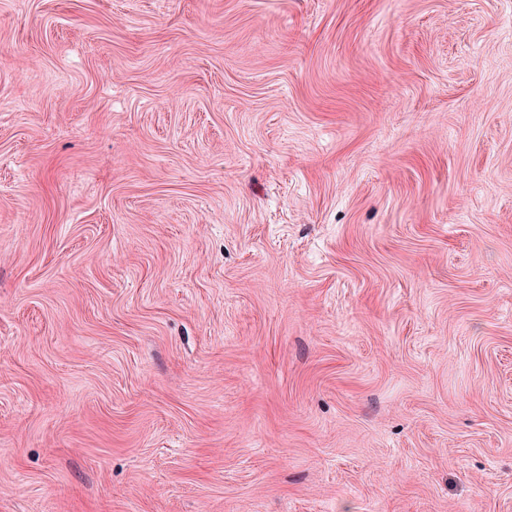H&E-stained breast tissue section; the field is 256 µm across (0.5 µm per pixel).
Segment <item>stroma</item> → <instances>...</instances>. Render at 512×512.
I'll use <instances>...</instances> for the list:
<instances>
[{"mask_svg":"<svg viewBox=\"0 0 512 512\" xmlns=\"http://www.w3.org/2000/svg\"><path fill=\"white\" fill-rule=\"evenodd\" d=\"M0 512H512V0H0Z\"/></svg>","mask_w":512,"mask_h":512,"instance_id":"obj_1","label":"stroma"}]
</instances>
